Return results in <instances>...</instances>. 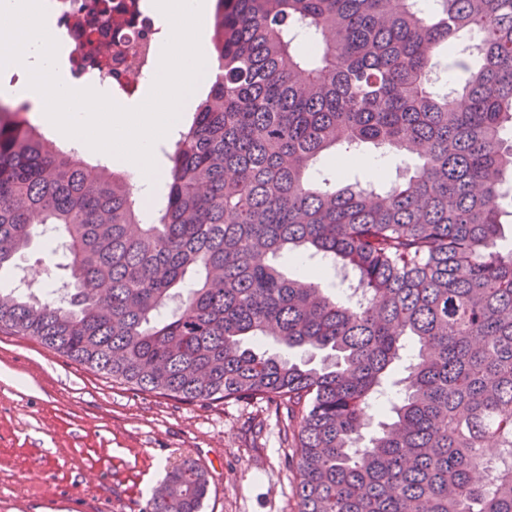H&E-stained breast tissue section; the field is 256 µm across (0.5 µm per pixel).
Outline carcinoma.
I'll use <instances>...</instances> for the list:
<instances>
[{
  "mask_svg": "<svg viewBox=\"0 0 512 512\" xmlns=\"http://www.w3.org/2000/svg\"><path fill=\"white\" fill-rule=\"evenodd\" d=\"M401 2L216 0V73L148 222L128 176L0 103V274L55 233L69 269L0 287V333L144 394L285 410L297 512H512V0ZM367 143L413 175L313 176ZM305 252L361 299L276 263ZM266 336L333 362L243 346ZM207 491L185 459L142 512Z\"/></svg>",
  "mask_w": 512,
  "mask_h": 512,
  "instance_id": "carcinoma-1",
  "label": "carcinoma"
}]
</instances>
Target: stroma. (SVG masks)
Returning a JSON list of instances; mask_svg holds the SVG:
<instances>
[{
  "label": "stroma",
  "mask_w": 512,
  "mask_h": 512,
  "mask_svg": "<svg viewBox=\"0 0 512 512\" xmlns=\"http://www.w3.org/2000/svg\"><path fill=\"white\" fill-rule=\"evenodd\" d=\"M286 429L264 403L143 394L0 333V512H141L186 458L203 512H296Z\"/></svg>",
  "instance_id": "obj_1"
}]
</instances>
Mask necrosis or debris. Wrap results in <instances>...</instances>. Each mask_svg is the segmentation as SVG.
<instances>
[{
    "instance_id": "4bbe7bcc",
    "label": "necrosis or debris",
    "mask_w": 512,
    "mask_h": 512,
    "mask_svg": "<svg viewBox=\"0 0 512 512\" xmlns=\"http://www.w3.org/2000/svg\"><path fill=\"white\" fill-rule=\"evenodd\" d=\"M58 44L69 47L70 71L104 85L112 100L131 98L152 70L161 31L150 0H137L131 23L115 11L120 0H50Z\"/></svg>"
}]
</instances>
